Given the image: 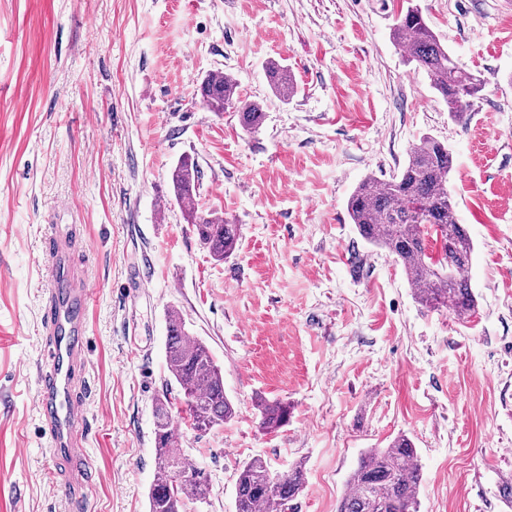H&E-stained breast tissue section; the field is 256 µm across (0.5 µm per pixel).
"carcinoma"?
<instances>
[{
    "instance_id": "1",
    "label": "carcinoma",
    "mask_w": 512,
    "mask_h": 512,
    "mask_svg": "<svg viewBox=\"0 0 512 512\" xmlns=\"http://www.w3.org/2000/svg\"><path fill=\"white\" fill-rule=\"evenodd\" d=\"M408 61L428 75L430 84L448 105V115L463 118L470 99L485 87V79L467 70L438 39L422 11L407 7L393 30ZM275 95L283 100L296 91L288 69L277 62L267 66ZM210 112L240 113L243 129L254 133L264 122L263 107L241 97L237 85L221 73L209 74L198 88ZM453 157L448 147L425 135L414 144L402 170L387 179L368 176L351 192L347 212L359 235L393 256L410 281L415 299L429 311L473 314L477 307L467 270L474 246L465 225L457 222L448 190ZM200 169L185 156L171 175L176 201L196 225L201 242L216 261L238 247V225L195 206ZM169 384L176 387L193 431L206 434L236 415L224 393V371L207 345L190 335L176 310L168 319L165 343ZM170 391L155 403V471L147 494L148 512H188L211 492L204 470L174 450L181 422L174 419ZM260 426L275 431L288 422L291 406L262 400L256 403ZM422 473L413 442L400 434L385 448H368L350 473L336 512H419ZM305 484V467L294 463L288 472H272L259 458L242 463L235 483L236 512H288Z\"/></svg>"
}]
</instances>
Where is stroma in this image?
<instances>
[{"label":"stroma","mask_w":512,"mask_h":512,"mask_svg":"<svg viewBox=\"0 0 512 512\" xmlns=\"http://www.w3.org/2000/svg\"><path fill=\"white\" fill-rule=\"evenodd\" d=\"M487 85L465 121L392 39L405 0H0V512H65L34 404L49 260L89 284V512H147L153 406L177 310L224 371L236 416L179 450L207 473L198 512H235L242 462H302L294 512H336L366 448L409 436L419 512H512V0H416ZM297 90L273 95L266 65ZM222 72L262 104L258 133L207 111ZM448 145L475 251L472 317L429 312L365 243L346 201L400 171L423 135ZM238 224L214 261L173 196ZM292 407L263 432L256 397Z\"/></svg>","instance_id":"obj_1"}]
</instances>
